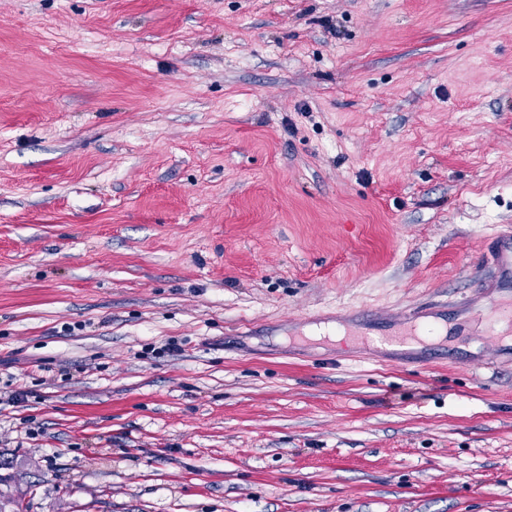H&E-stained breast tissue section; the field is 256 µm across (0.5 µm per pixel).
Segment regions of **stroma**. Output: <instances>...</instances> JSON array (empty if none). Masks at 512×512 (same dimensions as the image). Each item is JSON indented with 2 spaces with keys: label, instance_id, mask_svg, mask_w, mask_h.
I'll use <instances>...</instances> for the list:
<instances>
[{
  "label": "stroma",
  "instance_id": "stroma-1",
  "mask_svg": "<svg viewBox=\"0 0 512 512\" xmlns=\"http://www.w3.org/2000/svg\"><path fill=\"white\" fill-rule=\"evenodd\" d=\"M512 0H0V461L23 512H512V356L315 314L499 291Z\"/></svg>",
  "mask_w": 512,
  "mask_h": 512
}]
</instances>
